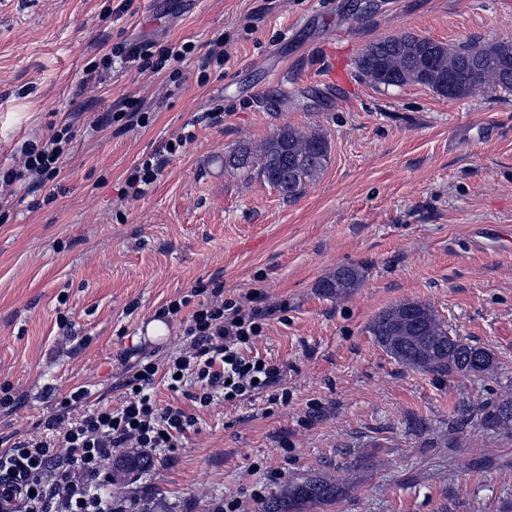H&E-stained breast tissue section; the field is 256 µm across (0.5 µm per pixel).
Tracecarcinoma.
Segmentation results:
<instances>
[{
	"label": "carcinoma",
	"mask_w": 512,
	"mask_h": 512,
	"mask_svg": "<svg viewBox=\"0 0 512 512\" xmlns=\"http://www.w3.org/2000/svg\"><path fill=\"white\" fill-rule=\"evenodd\" d=\"M358 69L375 87L417 84L448 99H462L486 91L512 92V42L471 40L455 48L404 32L371 44ZM457 80L448 92V78ZM329 158L327 138L292 126L280 128L260 148L238 146L224 167L257 172L286 198H295L319 177ZM365 276L361 265L341 266L321 279L324 295L343 298ZM370 332L383 350L398 362L439 376H495L491 352L460 340L448 347V329L434 310L415 301L381 311ZM479 424L489 430L512 431V397L482 408ZM340 487L333 479L309 478L293 483L265 499L260 512H309L336 500Z\"/></svg>",
	"instance_id": "1"
}]
</instances>
